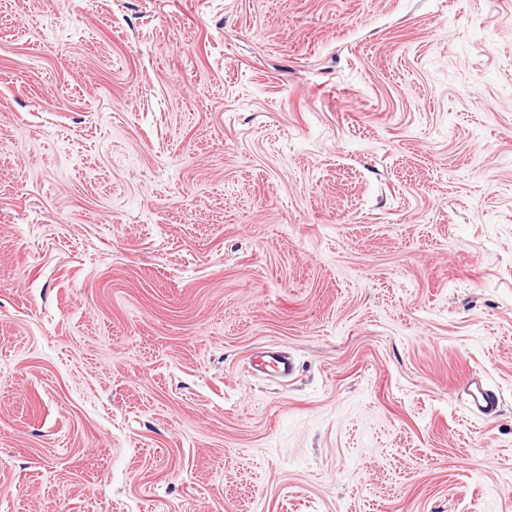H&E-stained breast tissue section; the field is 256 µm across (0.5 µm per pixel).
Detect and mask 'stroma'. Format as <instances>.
Segmentation results:
<instances>
[{
    "label": "stroma",
    "instance_id": "35a3bbf8",
    "mask_svg": "<svg viewBox=\"0 0 512 512\" xmlns=\"http://www.w3.org/2000/svg\"><path fill=\"white\" fill-rule=\"evenodd\" d=\"M0 512H512V0H0ZM251 367L254 371L275 372L283 376L288 375L292 370V364L288 358L278 352H268L259 363L253 361Z\"/></svg>",
    "mask_w": 512,
    "mask_h": 512
}]
</instances>
